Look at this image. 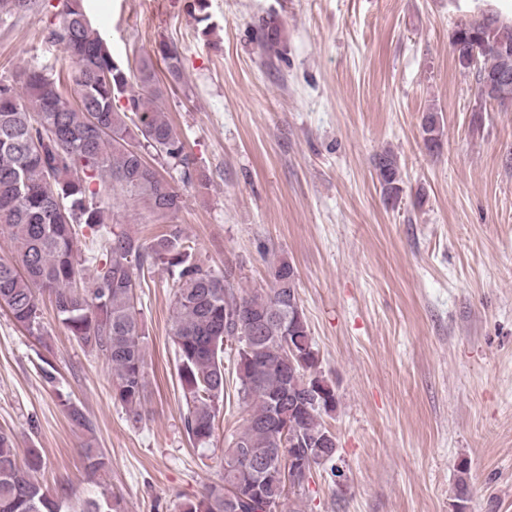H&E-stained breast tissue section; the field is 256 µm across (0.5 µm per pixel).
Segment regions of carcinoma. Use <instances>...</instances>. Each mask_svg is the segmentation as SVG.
I'll list each match as a JSON object with an SVG mask.
<instances>
[{"mask_svg": "<svg viewBox=\"0 0 512 512\" xmlns=\"http://www.w3.org/2000/svg\"><path fill=\"white\" fill-rule=\"evenodd\" d=\"M59 25L48 38L64 46L74 67L68 75L72 98L61 78L43 69L22 70L14 82L0 81V236L11 256L0 258V308L32 335L42 331L40 295L52 298L61 323L84 348L102 354L112 369V397L134 421L141 419L145 390V325L137 289L145 272L163 266L172 276L171 335L187 412L186 433L209 443L224 405V345L239 344L236 392L249 407L243 429L224 449V476L179 512H252L254 495L267 506L296 491L305 472L330 466L336 473V436L323 416L335 411L334 388L318 372L319 358L297 300L296 274L288 261L272 271L266 292H237L232 271H215L194 256V245L170 216L183 203L180 188L144 159L152 153L181 181L205 190L210 179L187 152L166 113L155 106L159 81L151 58L132 69L114 59L92 24L84 0L52 5ZM33 0H0V13L25 15ZM262 47L283 52L279 22L259 25ZM452 51L479 58L498 49L492 68L498 79L476 74L478 96L512 104V19L480 13L451 35ZM155 54L166 77H183L176 44L162 39ZM124 99V104L116 101ZM423 140L436 145L438 113L422 117ZM384 199L402 193L395 155L386 150L375 164ZM123 193L142 202L165 231L146 242L109 224V201ZM77 224L96 232L99 252L82 256L75 247ZM294 463L282 472V459ZM83 471L101 491L81 512H120V499L103 479L110 462L100 448L80 451ZM42 456L19 447L0 431V512H62L67 494L53 496L34 479ZM457 512H465L468 467L456 469Z\"/></svg>", "mask_w": 512, "mask_h": 512, "instance_id": "1", "label": "carcinoma"}]
</instances>
